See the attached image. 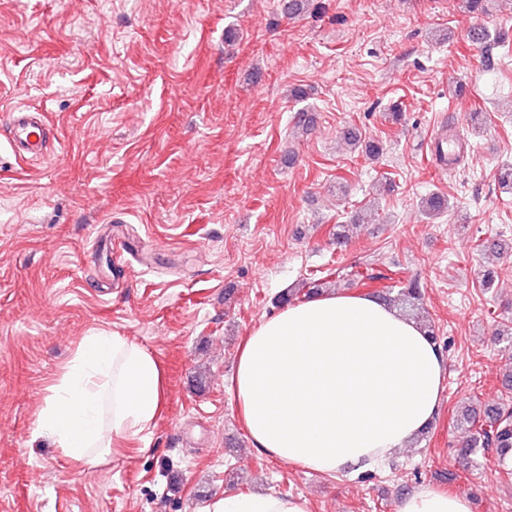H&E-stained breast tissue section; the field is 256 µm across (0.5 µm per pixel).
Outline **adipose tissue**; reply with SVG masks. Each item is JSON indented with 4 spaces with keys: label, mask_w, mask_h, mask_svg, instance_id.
<instances>
[{
    "label": "adipose tissue",
    "mask_w": 512,
    "mask_h": 512,
    "mask_svg": "<svg viewBox=\"0 0 512 512\" xmlns=\"http://www.w3.org/2000/svg\"><path fill=\"white\" fill-rule=\"evenodd\" d=\"M446 359L428 330L367 294L312 297L246 336L232 378L259 452L328 475L382 464L437 416ZM166 380L151 351L97 328L50 388L37 430L89 466L144 439ZM207 512H309L302 497L231 493ZM398 512H471L468 497L421 486Z\"/></svg>",
    "instance_id": "adipose-tissue-1"
}]
</instances>
